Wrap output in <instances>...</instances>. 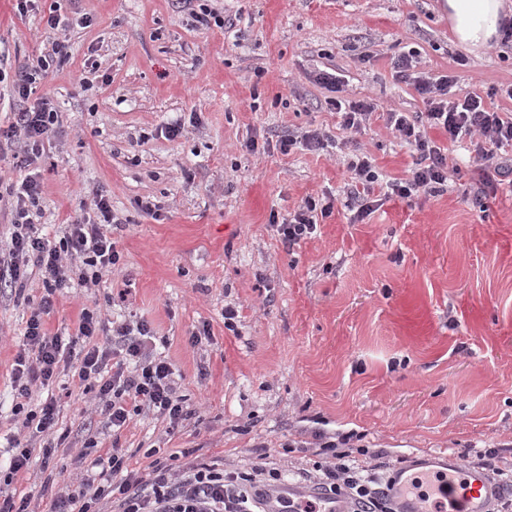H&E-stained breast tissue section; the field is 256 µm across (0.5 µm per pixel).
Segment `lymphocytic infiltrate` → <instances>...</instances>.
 <instances>
[{"instance_id": "lymphocytic-infiltrate-1", "label": "lymphocytic infiltrate", "mask_w": 512, "mask_h": 512, "mask_svg": "<svg viewBox=\"0 0 512 512\" xmlns=\"http://www.w3.org/2000/svg\"><path fill=\"white\" fill-rule=\"evenodd\" d=\"M69 58V44L59 36L47 53L25 59L9 72L0 68V82L11 80L16 95L24 102L12 122L0 126V142L15 146L18 166L28 171L21 182L8 184L0 192V203L8 205L13 214L10 237L0 248V284L21 293L28 279L27 269L32 266L40 272L44 285L14 359L13 414L22 433L12 443L8 465L12 476L28 470L31 463L33 450L25 433L47 438L43 457L54 452L58 401L51 396L35 405L31 398L33 387L53 383L61 368L72 369L84 393L102 402L113 435H120L132 416L141 413L164 417L173 425L185 418L175 372L156 353L147 321L121 323L104 337L96 311L86 309L71 335H52L44 328V318L53 312L57 292L74 280L86 287L98 285L104 272L122 260L112 237L115 216L106 190L94 193L90 211L74 217L63 236L53 238L34 229L42 183L39 174L30 173L29 168L42 158L45 141L61 121L48 96L36 99L32 92L35 84L51 78ZM416 64L411 53L401 54L392 62L396 79L414 86L426 103L425 111L391 110L383 115L395 138L411 148L412 166L407 177L384 181L368 153L351 157L346 165V188L353 221H362L373 212L374 190H382L388 199L405 200L447 189L450 175L458 168L450 164L447 148L429 137L432 127L442 130L452 143L471 139L475 200L485 198L505 174L506 164L498 153L512 148V114L485 109L476 93L451 98L455 76L420 75L415 71ZM316 80L332 91L329 104L339 117L340 127L353 134L365 129L374 115V104L364 100L347 104L336 98L338 79L333 73L319 71ZM332 210V200L309 198L291 217L271 215L269 224L292 247L312 237L320 220L330 217ZM350 441L346 435L320 445L318 454L324 460L320 486L328 495L345 498L351 512H393L388 493L372 468L359 462ZM280 478L274 468L261 478L254 472L225 471L215 461L182 466L173 455L155 458L146 469L135 470L129 467L124 450L115 446L107 453L95 494L111 497L118 512H262V487Z\"/></svg>"}]
</instances>
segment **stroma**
<instances>
[{
	"label": "stroma",
	"mask_w": 512,
	"mask_h": 512,
	"mask_svg": "<svg viewBox=\"0 0 512 512\" xmlns=\"http://www.w3.org/2000/svg\"><path fill=\"white\" fill-rule=\"evenodd\" d=\"M229 29L198 26L187 0H75L64 37L70 58L51 83L61 114L41 164L42 232L55 235L94 192L106 189L123 254L98 287L73 285L46 317L49 333L74 332L83 309L102 320H146L164 340L188 413L178 427L133 416L120 439L73 391L58 403L66 438L50 459L0 496L41 492L52 474L81 479L112 444L131 468L149 449L186 452L188 463L276 468L293 478L312 468L321 437L360 435L366 462L392 469L410 456L452 452L481 468L512 470V184L475 203L469 143L446 146L461 176L436 196L386 199L350 223L344 183L354 145L383 179L402 178L410 149L379 115L365 133L343 130L318 71L335 73L341 97L380 112H422L391 62L417 54L418 71L456 75V97L476 92L488 110L511 112L499 88L512 84V48L463 53L441 0H213ZM46 0L19 15L0 0V64L47 50ZM94 82L78 95L79 78ZM196 123H189V116ZM187 119L183 136L166 127ZM327 133V147L282 153L279 136ZM263 150L247 151L248 140ZM334 209L311 238L287 247L271 215L306 198ZM155 204L159 219L140 202ZM26 299L0 289V455L16 430L11 375L33 304L44 293L32 272ZM234 307L233 329L224 326ZM211 335L189 336L202 323ZM95 447H88V440Z\"/></svg>",
	"instance_id": "1"
}]
</instances>
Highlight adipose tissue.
I'll return each instance as SVG.
<instances>
[{"instance_id":"ef3b65f1","label":"adipose tissue","mask_w":512,"mask_h":512,"mask_svg":"<svg viewBox=\"0 0 512 512\" xmlns=\"http://www.w3.org/2000/svg\"><path fill=\"white\" fill-rule=\"evenodd\" d=\"M443 6L455 40L472 51L498 39L501 21L511 8L506 0H443Z\"/></svg>"}]
</instances>
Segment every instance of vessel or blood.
I'll return each instance as SVG.
<instances>
[{
	"label": "vessel or blood",
	"mask_w": 512,
	"mask_h": 512,
	"mask_svg": "<svg viewBox=\"0 0 512 512\" xmlns=\"http://www.w3.org/2000/svg\"><path fill=\"white\" fill-rule=\"evenodd\" d=\"M396 512H492L499 487L485 473L465 467L456 455L416 459L397 468L388 479ZM321 497L322 512H350L347 502L322 497L316 486L282 483L267 487L265 512H284V506Z\"/></svg>",
	"instance_id": "b4317fda"
}]
</instances>
